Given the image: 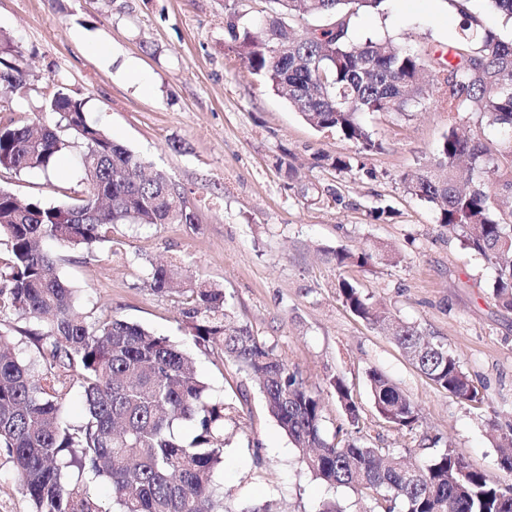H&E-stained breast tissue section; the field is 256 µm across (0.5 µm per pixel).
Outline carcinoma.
Here are the masks:
<instances>
[{
  "instance_id": "cac0c4a2",
  "label": "carcinoma",
  "mask_w": 512,
  "mask_h": 512,
  "mask_svg": "<svg viewBox=\"0 0 512 512\" xmlns=\"http://www.w3.org/2000/svg\"><path fill=\"white\" fill-rule=\"evenodd\" d=\"M383 2L269 0L265 19L242 25L232 11L226 27L251 74L312 128L334 130L366 155L381 143L362 116L403 112L432 86L448 114L478 115L468 134L448 127L430 166L405 179L406 190L433 205L441 226L494 265V296L512 310V42L484 26L473 0H455L460 21L448 45L451 61L386 38L354 40L353 17L377 13ZM297 16L320 24L293 34L285 18ZM24 82V72L7 65L0 93ZM45 108L83 144L86 194L44 207L0 189V238L9 255L0 266V313L48 319L47 332L34 336L46 349L44 367L0 345V448L12 458L33 512H109L89 492L90 476L110 481L117 512H215L214 473L223 464L231 407L208 396L190 354L169 339L114 316L87 321L42 247L44 241L90 246L116 224H194L197 218L164 174L145 175L142 159L87 122L81 100L59 88ZM488 128L499 137H488ZM68 147L56 126L34 129L10 113L0 117V168L49 170ZM331 258L339 268L363 267L372 255L338 249ZM149 279L153 291L182 298L196 346L258 381L267 412L316 477L361 496L374 492L387 503L381 512H394L398 501L405 512H512V484L471 468L453 451L419 464L363 445L359 408L339 377L330 386L349 429L325 433L320 396L235 320L223 288L174 263L152 266ZM337 288L343 305L391 332L433 384L464 402H483L456 354L397 321L348 279ZM73 372L85 410L78 426L63 418ZM369 382L381 419L414 430L419 413L412 400L376 371Z\"/></svg>"
}]
</instances>
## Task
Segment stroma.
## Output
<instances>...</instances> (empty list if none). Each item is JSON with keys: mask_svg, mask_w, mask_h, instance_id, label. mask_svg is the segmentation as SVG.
Here are the masks:
<instances>
[{"mask_svg": "<svg viewBox=\"0 0 512 512\" xmlns=\"http://www.w3.org/2000/svg\"><path fill=\"white\" fill-rule=\"evenodd\" d=\"M232 5L242 22L266 14L265 0H0V34L19 46L26 85L9 103L22 122L55 124L44 111L56 88L81 99L89 123L165 173L197 221L119 224L107 241L47 248L88 320L103 314L140 325L190 352L209 394L233 409L224 466L215 480L230 512L271 505L318 512H374L372 497L331 487L311 474L268 414L256 382L196 348L178 298L153 292V263L177 262L223 287L237 319L297 371L324 405L327 431L344 425L329 381L341 377L371 447L424 461L454 450L475 469L512 484L499 445L512 432V310L492 296L494 266L437 222L434 209L407 194L405 176L425 169L448 130L435 98L408 112L364 120L382 144L364 165L339 173L327 157L355 156L336 131H318L287 100L251 75L224 25ZM459 21L451 0H385L359 13L355 38L411 42L440 53ZM80 140L49 171L0 169V188L55 206L83 190ZM300 179L289 182L285 163ZM372 254L370 265L337 268L330 250ZM371 302L417 326L459 355L485 396L460 401L425 378L391 336L343 306L339 278ZM44 324L0 313V334L35 365L32 339ZM379 371L416 404L420 425L382 420L368 374ZM11 457L0 448V512H32Z\"/></svg>", "mask_w": 512, "mask_h": 512, "instance_id": "stroma-1", "label": "stroma"}]
</instances>
